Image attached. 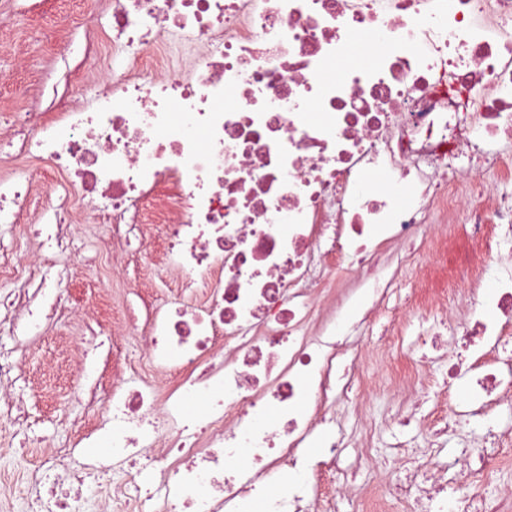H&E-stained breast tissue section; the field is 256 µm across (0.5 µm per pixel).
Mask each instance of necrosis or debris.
I'll use <instances>...</instances> for the list:
<instances>
[{"label": "necrosis or debris", "instance_id": "4bbe7bcc", "mask_svg": "<svg viewBox=\"0 0 512 512\" xmlns=\"http://www.w3.org/2000/svg\"><path fill=\"white\" fill-rule=\"evenodd\" d=\"M382 51L347 65L365 36ZM187 41V56L175 40ZM92 62L100 89L57 115L26 113L25 155L48 188L39 249L0 257V331L40 333L43 295L62 269L76 217L103 220L112 260L160 241L184 301L132 327L154 371L81 384L87 427L112 450L102 482L38 481L31 512H336L343 449L336 365L367 379L337 342L321 293L338 272L378 280L384 244L416 265L441 262L448 217L470 228L450 262L440 329L468 344L465 398L482 439L462 450L466 484L432 465L348 498L350 512H506L475 494L507 458L496 431L512 411V194L483 179L512 140V0H112ZM384 175L385 186L367 184ZM498 282L485 294L486 275Z\"/></svg>", "mask_w": 512, "mask_h": 512}]
</instances>
